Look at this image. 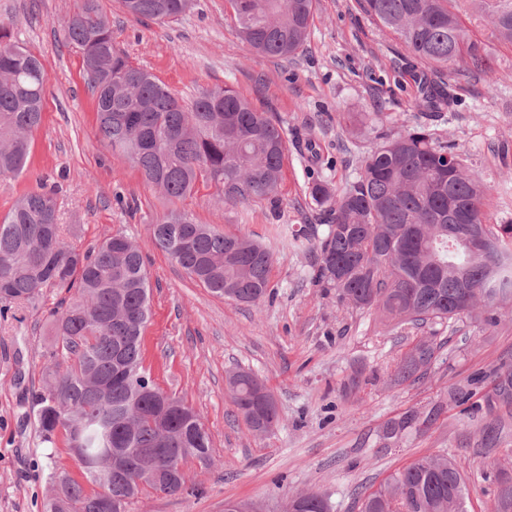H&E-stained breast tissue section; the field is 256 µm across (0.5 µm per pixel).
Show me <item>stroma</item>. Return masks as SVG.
I'll return each mask as SVG.
<instances>
[{
    "instance_id": "35a3bbf8",
    "label": "stroma",
    "mask_w": 512,
    "mask_h": 512,
    "mask_svg": "<svg viewBox=\"0 0 512 512\" xmlns=\"http://www.w3.org/2000/svg\"><path fill=\"white\" fill-rule=\"evenodd\" d=\"M98 2L118 46L180 98L230 85L278 120L288 140L276 204L227 207L204 188L183 203L199 223L251 233L274 252L270 288L259 305L216 296L151 238L150 226L169 201L96 136L94 98L64 27L76 0H0V21L40 56L48 76L27 169L0 178V215L49 180L60 188L59 221L68 242L85 249L121 233L140 247L151 308L144 365L158 387L187 399L211 436L210 463L183 466L189 491L145 494L129 512H224L228 502L285 512L301 492L322 495L331 512H361L362 493L438 454L454 459L462 473L467 512H490L493 462L512 460V402L489 397L493 379L512 369V316L491 329L471 318L418 329L340 302L335 289L315 280L316 245L327 226L309 188L319 180L344 188L376 133L430 122L482 173L490 222L511 223L512 44L473 26L475 39L488 47L489 68L476 76L449 68L454 102L432 120L419 105L416 65L355 0H318L305 49L290 60L251 51L227 18L224 0H195L190 12L165 25L132 19L119 0ZM377 110L388 113L387 123L352 134V117ZM299 227L308 235L301 248L291 237ZM59 299L50 292L0 316V512H44L53 469L80 473L64 444L43 442L32 406L51 361L47 325ZM422 339L439 344L436 361L419 381L393 382L397 362ZM232 370L257 375L273 393L279 423L269 433H253L238 414L226 384ZM354 375L359 390L344 394ZM452 391L458 400H449ZM440 402L446 408L428 426L390 443L381 439L388 420Z\"/></svg>"
}]
</instances>
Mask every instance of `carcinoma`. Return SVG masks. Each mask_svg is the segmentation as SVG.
I'll list each match as a JSON object with an SVG mask.
<instances>
[{"instance_id": "obj_1", "label": "carcinoma", "mask_w": 512, "mask_h": 512, "mask_svg": "<svg viewBox=\"0 0 512 512\" xmlns=\"http://www.w3.org/2000/svg\"><path fill=\"white\" fill-rule=\"evenodd\" d=\"M239 38L260 55L293 58L309 38L316 0H226ZM192 0H121L135 19L175 21ZM377 26L388 30L404 52L435 78L424 102L450 106L453 95L441 77L463 63L485 70V46L466 22L483 20L491 35L512 43V0H357ZM70 43L81 55L95 100L98 131L112 151L127 157L145 182L171 204L152 225L155 245L192 280L211 292L257 305L267 295L274 253L252 235L224 234L200 224L180 206L200 188H211L226 205L272 202L277 198L288 153L284 129L230 86L203 89L186 102L146 69L134 64L115 42L112 23L97 0H80L65 21ZM47 74L40 57L12 42L0 22V176L22 174L30 140L43 121ZM486 187L428 125L396 132L375 145L358 176L344 189L324 181L310 197L330 216L317 245L318 281L336 289L356 308L416 327L470 317L496 327L512 304V224H486L496 248V270L448 236L453 212H469L485 224ZM467 269L476 288L458 301V273ZM49 290L71 294L51 309L55 362L44 391L33 402L43 441L62 434L80 464V478L64 469L50 477L58 493L47 512H100L103 484L91 459L124 439L135 452L166 454L152 414L160 398L179 411L168 429L190 457L211 459V437L199 414L182 398L157 387L143 365V331L150 317L149 285L138 246L115 234L85 251L68 245L58 223L57 189L18 197L0 217V314L34 304ZM439 346L420 340L400 359L397 381L421 378ZM232 401L251 431L269 432L278 422L276 405L259 409L267 386L238 370L227 376ZM494 395L512 400V373L501 375ZM435 406L420 417L407 411L382 429L398 439L441 413ZM168 455V454H166ZM186 457L168 455L172 466ZM152 489L176 494L187 477L166 487L146 482L133 493L128 475H112L108 491L130 504ZM362 512H465L464 480L446 455L419 459L392 474L364 497Z\"/></svg>"}]
</instances>
